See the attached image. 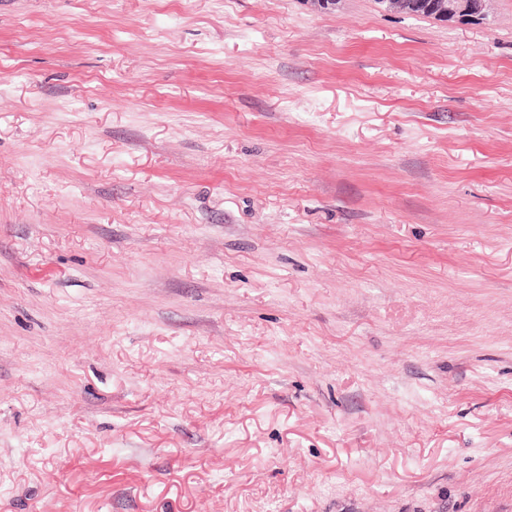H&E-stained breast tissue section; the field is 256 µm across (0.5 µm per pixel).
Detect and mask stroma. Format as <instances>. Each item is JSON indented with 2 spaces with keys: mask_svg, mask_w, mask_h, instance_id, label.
Segmentation results:
<instances>
[{
  "mask_svg": "<svg viewBox=\"0 0 512 512\" xmlns=\"http://www.w3.org/2000/svg\"><path fill=\"white\" fill-rule=\"evenodd\" d=\"M0 512H512V0H0ZM388 11L412 13L423 10L439 21L472 23L483 22L488 16L490 0H378Z\"/></svg>",
  "mask_w": 512,
  "mask_h": 512,
  "instance_id": "stroma-1",
  "label": "stroma"
}]
</instances>
